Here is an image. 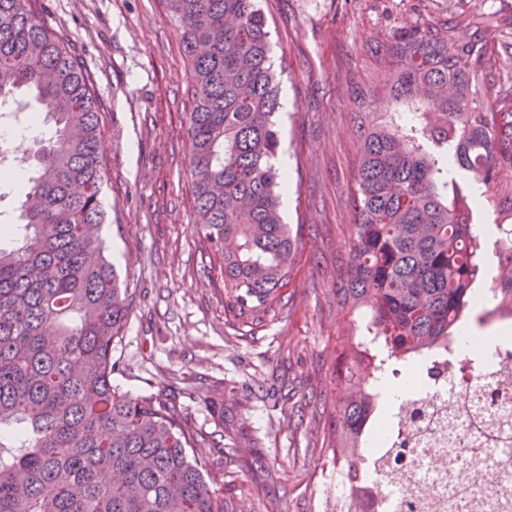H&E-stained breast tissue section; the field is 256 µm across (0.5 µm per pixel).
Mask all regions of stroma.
Here are the masks:
<instances>
[{"label":"stroma","instance_id":"35a3bbf8","mask_svg":"<svg viewBox=\"0 0 512 512\" xmlns=\"http://www.w3.org/2000/svg\"><path fill=\"white\" fill-rule=\"evenodd\" d=\"M274 65L285 66L288 108L275 120L288 159L281 215L297 234L291 281L274 314L240 315L224 293L222 261L195 231L185 114L189 74L164 0H40L39 14L91 75L100 102L105 165L102 237L121 280L135 289L124 338L112 351L123 390L174 396L207 440L192 455L235 512H334L343 421L336 359L363 332L332 293L343 273L360 159L361 122L386 125L391 108L359 112L353 84H376L370 52L385 17L410 0H259ZM512 170L482 189L473 213L484 234L475 292L487 299L465 323L506 320L498 307L495 226H512ZM223 436L222 447L213 437Z\"/></svg>","mask_w":512,"mask_h":512}]
</instances>
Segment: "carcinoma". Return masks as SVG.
<instances>
[{
    "instance_id": "obj_1",
    "label": "carcinoma",
    "mask_w": 512,
    "mask_h": 512,
    "mask_svg": "<svg viewBox=\"0 0 512 512\" xmlns=\"http://www.w3.org/2000/svg\"><path fill=\"white\" fill-rule=\"evenodd\" d=\"M0 0V106L33 94L50 125L34 177L17 188L11 245L0 247V512H230L190 458L197 434L163 392L112 383L131 312L130 289L105 256L98 97L88 74L36 13ZM190 65L186 113L195 229L222 259L224 291L241 314L274 308L291 279L296 240L282 222L284 175L272 163L282 74L257 0H166ZM443 21L419 12L378 31L379 85L354 91L365 112L381 96L398 116L361 126L350 200L354 224L339 306L368 311L351 361L336 437L351 512L366 509L362 465L379 380L459 344L452 328L477 304L483 244L448 163L489 185L512 168V7L485 0ZM500 305L512 314V253Z\"/></svg>"
}]
</instances>
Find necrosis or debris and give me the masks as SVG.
I'll use <instances>...</instances> for the list:
<instances>
[{"label":"necrosis or debris","mask_w":512,"mask_h":512,"mask_svg":"<svg viewBox=\"0 0 512 512\" xmlns=\"http://www.w3.org/2000/svg\"><path fill=\"white\" fill-rule=\"evenodd\" d=\"M428 377L378 421L379 450L407 445L381 472L372 512H512V350L476 359L455 348L427 361Z\"/></svg>","instance_id":"1"}]
</instances>
